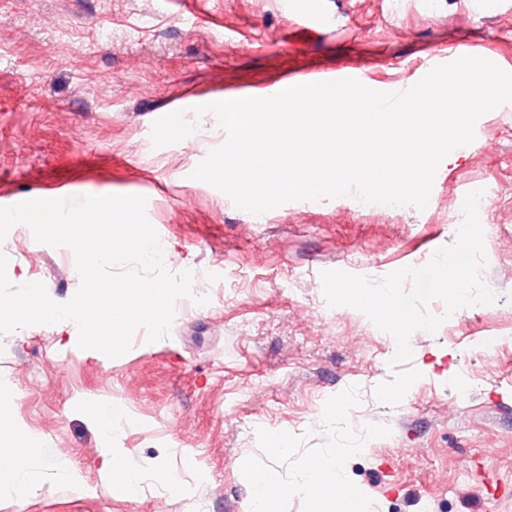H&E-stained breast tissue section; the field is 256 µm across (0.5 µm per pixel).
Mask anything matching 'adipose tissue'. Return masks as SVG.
Here are the masks:
<instances>
[{"label": "adipose tissue", "mask_w": 512, "mask_h": 512, "mask_svg": "<svg viewBox=\"0 0 512 512\" xmlns=\"http://www.w3.org/2000/svg\"><path fill=\"white\" fill-rule=\"evenodd\" d=\"M42 439L36 434L0 424V479L23 481L32 462L40 459ZM101 467L115 476L122 492L136 497L146 474L130 462L127 449L104 448L100 451ZM241 468L251 476L248 512H280L282 499L288 492L303 495L311 512H370L372 505L349 482L338 458L320 456L304 469L302 480L295 487L281 483L270 472L241 461Z\"/></svg>", "instance_id": "1"}]
</instances>
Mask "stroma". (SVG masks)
<instances>
[{"instance_id":"obj_1","label":"stroma","mask_w":512,"mask_h":512,"mask_svg":"<svg viewBox=\"0 0 512 512\" xmlns=\"http://www.w3.org/2000/svg\"><path fill=\"white\" fill-rule=\"evenodd\" d=\"M332 27L311 32L280 0H0V196L53 192L140 195L174 264L196 269L207 307L176 300L168 334L137 331L112 359L63 340L55 325L0 334V401L43 440L40 468L72 470L77 485L48 483L0 498V512H246L239 467L296 484L306 464L345 449L350 483L376 512H512V103L486 113L475 138L440 164L426 209L387 210L352 196L293 201L262 216L192 172L227 139L214 114L196 117L194 142L157 140L151 128L189 101H213L341 70L371 89L414 84L446 52L512 72V0L495 12L468 0H325ZM481 185L480 210L493 305L445 316L414 332L420 378L399 405L380 403L397 344L361 311L329 306L321 274L380 281L425 265L450 245L462 200ZM0 252L20 286L42 283L57 303L80 286L74 254L14 225ZM502 342L486 347L489 335ZM102 399L129 416L102 435L83 404ZM357 412L360 434L323 419L331 403ZM286 433L291 455L266 452ZM364 451H355L357 438ZM130 450L179 483L147 480L125 498L97 459Z\"/></svg>"}]
</instances>
